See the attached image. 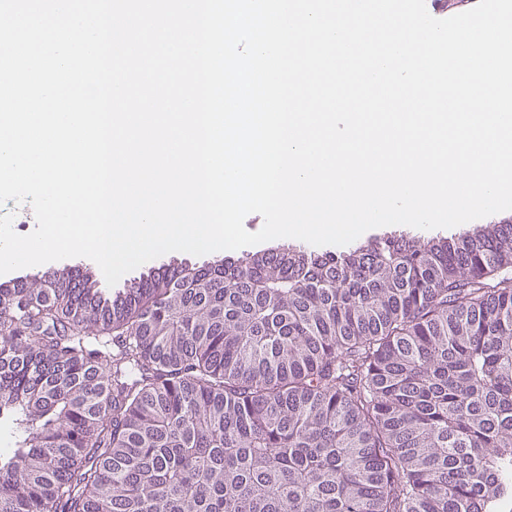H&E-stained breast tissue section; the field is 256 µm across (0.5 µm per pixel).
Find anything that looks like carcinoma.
<instances>
[{
    "mask_svg": "<svg viewBox=\"0 0 512 512\" xmlns=\"http://www.w3.org/2000/svg\"><path fill=\"white\" fill-rule=\"evenodd\" d=\"M0 512H512V222L0 288Z\"/></svg>",
    "mask_w": 512,
    "mask_h": 512,
    "instance_id": "cac0c4a2",
    "label": "carcinoma"
}]
</instances>
